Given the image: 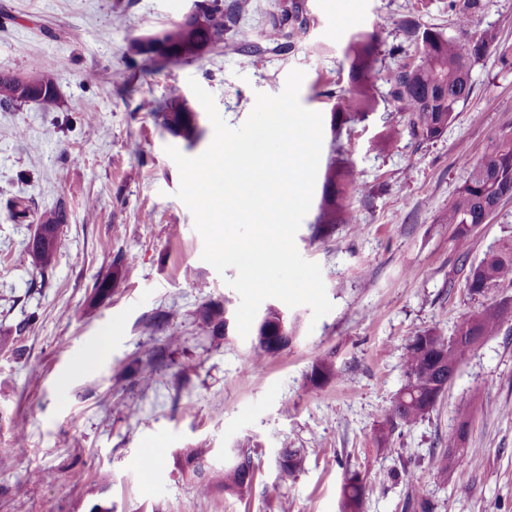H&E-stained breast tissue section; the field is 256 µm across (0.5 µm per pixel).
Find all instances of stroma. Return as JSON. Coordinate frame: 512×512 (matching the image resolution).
Here are the masks:
<instances>
[{
	"label": "stroma",
	"mask_w": 512,
	"mask_h": 512,
	"mask_svg": "<svg viewBox=\"0 0 512 512\" xmlns=\"http://www.w3.org/2000/svg\"><path fill=\"white\" fill-rule=\"evenodd\" d=\"M237 24L221 46L197 59L141 75L132 39L180 20L193 0H0V71L38 63L58 75L60 104L0 107V512H89L99 499L114 512H340L345 467L366 481L364 512H404L406 489L390 471L415 464L432 512H512V314L458 368L423 420L397 428L379 452L377 428L405 382L404 347L434 328L453 336L485 306L512 299V285L478 296L452 250L442 215L468 176V163L512 137V69L498 54L471 66L472 94L445 133L414 139L386 96L384 77L400 43L399 23L455 35L448 0H302L308 25L287 50L254 55L287 0H236ZM474 18L512 50V0H483ZM379 33L372 84L376 107L363 121L332 131L345 87V50L357 34ZM304 71L299 101L323 117L319 166L344 157L360 182L350 193L354 223L314 237L321 193L295 237L318 263L333 310L312 321L289 309L291 346L258 357L237 329L213 335L203 314L240 296L201 258L203 239L178 198L180 173L166 154L201 155L213 139L202 120L195 145L170 135L144 101L210 93L230 127L242 126L256 96L280 94L290 71ZM391 134V146L381 142ZM21 200L30 218H12ZM64 203L55 262L34 266L27 244L36 213ZM512 236V202L478 226L468 263ZM122 263L111 295L95 285ZM330 358L337 379L312 391L316 358ZM152 360L150 382L130 375ZM471 409L464 444L478 462L443 476L430 453L444 449ZM250 442L256 465L247 498L215 487L201 492L178 457L206 448L221 468L225 449ZM303 449L299 471L283 476L284 445ZM160 455L143 476L148 451ZM110 475L102 485V475Z\"/></svg>",
	"instance_id": "stroma-1"
}]
</instances>
